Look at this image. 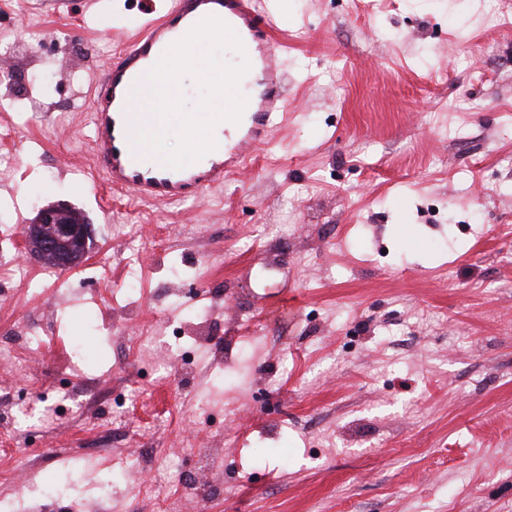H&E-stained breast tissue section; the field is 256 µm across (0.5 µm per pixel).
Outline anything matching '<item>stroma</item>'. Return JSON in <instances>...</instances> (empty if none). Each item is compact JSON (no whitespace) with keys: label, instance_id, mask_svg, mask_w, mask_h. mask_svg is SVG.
Segmentation results:
<instances>
[{"label":"stroma","instance_id":"obj_1","mask_svg":"<svg viewBox=\"0 0 512 512\" xmlns=\"http://www.w3.org/2000/svg\"><path fill=\"white\" fill-rule=\"evenodd\" d=\"M76 2L34 0V29L0 9V38L35 44L0 78V153L17 164L0 176V225L29 195L22 224L64 200L93 227L87 258L40 297L0 285V334L37 322L53 338L31 379L76 367L144 392L113 442L135 431L183 458L223 449L231 493L184 496L183 512H512V28L483 20L512 0H266L287 49L285 124L223 190L173 205L113 193L88 143V73L126 46L149 0ZM44 77L54 91L35 114L21 95ZM118 217L141 251L133 294L106 235ZM175 224L198 234L159 247ZM181 283L202 293L226 421L163 439L150 421L191 416L196 381L176 365L146 374L130 340L173 314ZM274 372L280 413L247 408L245 389ZM19 382L0 375V467L25 507L100 512L90 487L107 479L112 512H154L150 486L177 493L108 455L85 468L103 404L60 420L49 444L10 445L29 422L11 418ZM322 433L334 447H307Z\"/></svg>","mask_w":512,"mask_h":512}]
</instances>
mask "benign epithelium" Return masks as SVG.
Here are the masks:
<instances>
[{
  "label": "benign epithelium",
  "instance_id": "1",
  "mask_svg": "<svg viewBox=\"0 0 512 512\" xmlns=\"http://www.w3.org/2000/svg\"><path fill=\"white\" fill-rule=\"evenodd\" d=\"M73 207L57 202L41 208L31 224L24 228L30 250L53 259L61 269L81 262L88 253L91 225L72 217Z\"/></svg>",
  "mask_w": 512,
  "mask_h": 512
}]
</instances>
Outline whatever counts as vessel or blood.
<instances>
[{"label":"vessel or blood","instance_id":"1","mask_svg":"<svg viewBox=\"0 0 512 512\" xmlns=\"http://www.w3.org/2000/svg\"><path fill=\"white\" fill-rule=\"evenodd\" d=\"M208 15L221 18L240 37L254 81L243 89L248 102L240 122L217 125V148L195 163L173 169L131 148L135 123H155L146 109L145 75L169 45ZM275 27L274 14H260L256 0H169L160 17L143 18L123 51L92 81L91 150L96 169L112 189L132 192L150 203L195 200L222 189L229 168L241 163L250 146L265 143L285 111L288 75L275 62Z\"/></svg>","mask_w":512,"mask_h":512}]
</instances>
